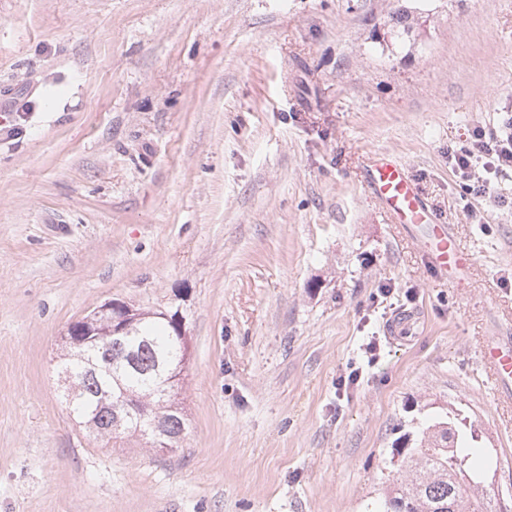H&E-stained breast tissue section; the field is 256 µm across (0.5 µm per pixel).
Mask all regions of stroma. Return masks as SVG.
Returning a JSON list of instances; mask_svg holds the SVG:
<instances>
[{"instance_id": "stroma-1", "label": "stroma", "mask_w": 512, "mask_h": 512, "mask_svg": "<svg viewBox=\"0 0 512 512\" xmlns=\"http://www.w3.org/2000/svg\"><path fill=\"white\" fill-rule=\"evenodd\" d=\"M392 3L0 0V104L22 109L0 136V512H366L401 425L450 403L512 498V409L478 355L512 333V209L476 199L474 223L448 166L512 110V0H423L424 36L384 52ZM374 152L454 226L468 283L390 221ZM110 300L185 318L178 448L66 407L60 337ZM405 311L415 334L388 336Z\"/></svg>"}]
</instances>
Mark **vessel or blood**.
Returning a JSON list of instances; mask_svg holds the SVG:
<instances>
[{"label":"vessel or blood","instance_id":"vessel-or-blood-1","mask_svg":"<svg viewBox=\"0 0 512 512\" xmlns=\"http://www.w3.org/2000/svg\"><path fill=\"white\" fill-rule=\"evenodd\" d=\"M365 177L393 223L423 230V253L436 270L448 279L466 280L471 266L469 253L461 248L448 225L440 223L424 203L406 168L387 156L375 154L368 159ZM481 360L494 372L498 398L512 401V338L489 337L482 347Z\"/></svg>","mask_w":512,"mask_h":512}]
</instances>
